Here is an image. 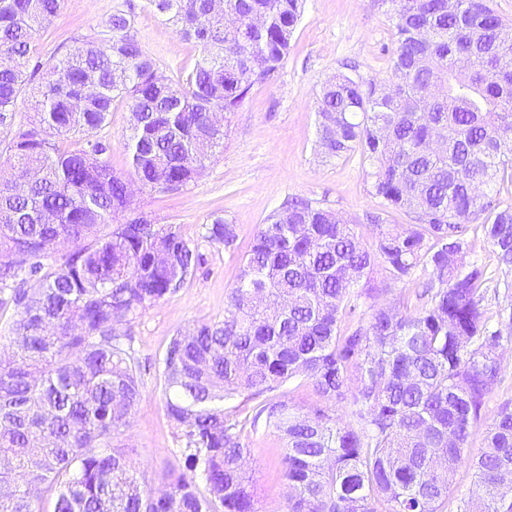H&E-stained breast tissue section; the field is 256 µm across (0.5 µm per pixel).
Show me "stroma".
<instances>
[{"instance_id":"35a3bbf8","label":"stroma","mask_w":512,"mask_h":512,"mask_svg":"<svg viewBox=\"0 0 512 512\" xmlns=\"http://www.w3.org/2000/svg\"><path fill=\"white\" fill-rule=\"evenodd\" d=\"M124 0H65L59 14L36 42L42 56L62 55L75 38L102 30L112 10ZM136 36L143 50L169 77L192 66L196 43L153 12L139 11ZM395 48L390 21L376 0H304L302 17L290 52L275 77L255 86L231 119L224 149L205 175L187 189L158 193L147 189L134 196L137 208L159 224L179 225L197 239L201 225L214 217L232 219L237 226L236 253L218 244L201 243L206 262L188 276L182 288L161 300L132 324L137 355L144 366L142 397L130 425L114 443L145 476L151 488L177 461L180 432L167 419L162 359L171 339L193 326L224 318V298L239 273L259 224L291 198L321 202L355 224L366 246H373L376 230L369 214L381 204L367 184L359 157L328 159L316 147L317 97L322 84L339 72H354L369 80L388 75ZM131 114L116 108L105 135L106 155L114 171L129 173L126 141ZM250 450L247 471L263 512H283L288 485L282 477L280 443L261 429L246 431Z\"/></svg>"}]
</instances>
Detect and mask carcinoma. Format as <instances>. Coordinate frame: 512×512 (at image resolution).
<instances>
[{"label":"carcinoma","mask_w":512,"mask_h":512,"mask_svg":"<svg viewBox=\"0 0 512 512\" xmlns=\"http://www.w3.org/2000/svg\"><path fill=\"white\" fill-rule=\"evenodd\" d=\"M64 0H0V309L12 308L0 353V512H260L247 476L239 417L283 440L284 512H512V400L470 447L487 399L502 383L499 352L512 344V41L489 0H377L395 49L390 76L338 74L317 105L328 158L357 152L379 229L365 246L329 208L295 199L259 225L241 260L224 319L174 337L163 358L166 412L182 432L183 464L155 494L112 444L141 396L129 325L179 291L205 261L173 224L133 207L127 178L98 135L114 105L136 112L126 148L145 189L196 183L224 128L288 55L303 0H224L225 29L210 0H145L199 47L172 79L142 49L135 5L112 11L95 37L43 58L36 35ZM32 92L35 113L16 120ZM487 198L476 201L472 186ZM406 215L407 227L388 222ZM493 263L473 256L471 237ZM237 225L215 217L201 239L232 249ZM383 290H420L390 308ZM356 390H350L351 379ZM309 383L306 409L280 388ZM352 400L356 422L331 406ZM466 466L474 489L457 494Z\"/></svg>","instance_id":"cac0c4a2"}]
</instances>
